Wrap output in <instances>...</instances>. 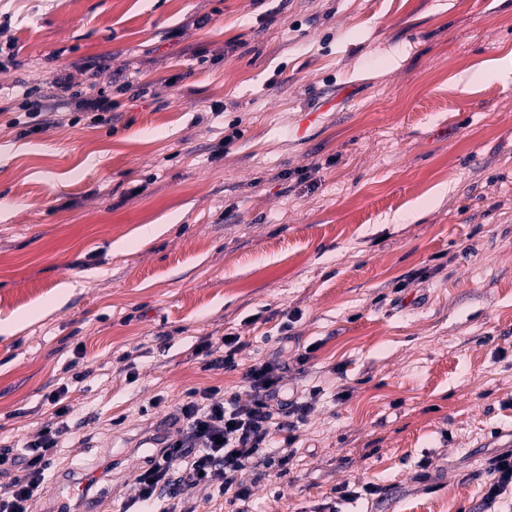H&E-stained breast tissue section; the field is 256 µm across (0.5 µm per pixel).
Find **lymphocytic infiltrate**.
I'll list each match as a JSON object with an SVG mask.
<instances>
[{"label": "lymphocytic infiltrate", "instance_id": "f902f5d3", "mask_svg": "<svg viewBox=\"0 0 512 512\" xmlns=\"http://www.w3.org/2000/svg\"><path fill=\"white\" fill-rule=\"evenodd\" d=\"M251 400L240 405L217 400V388L187 393L181 407V437L163 449L160 459L135 478L137 512H182L193 489L205 487L217 495L232 494L249 503L252 489L237 475L259 464L285 467L295 455L296 433L313 408L312 402H285L274 415L270 401L280 394L281 378L269 362L251 366L246 374ZM68 384L47 393L51 413L37 437L0 452V464L9 463L12 474L0 483V512H33L51 478V464L69 429L71 409ZM486 506L498 503L512 488V451L493 454L486 460Z\"/></svg>", "mask_w": 512, "mask_h": 512}]
</instances>
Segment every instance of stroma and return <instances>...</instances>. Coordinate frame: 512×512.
Instances as JSON below:
<instances>
[{"instance_id":"obj_1","label":"stroma","mask_w":512,"mask_h":512,"mask_svg":"<svg viewBox=\"0 0 512 512\" xmlns=\"http://www.w3.org/2000/svg\"><path fill=\"white\" fill-rule=\"evenodd\" d=\"M496 67L512 0H0V320L71 286L0 335V446L33 440L69 382L52 467L112 466L104 512H125L153 455L133 441L193 389L248 403L268 361L320 394L290 474H242L250 512H483L492 434L512 430ZM63 80L110 98V122L74 121ZM146 224L164 231L113 252ZM228 334L235 368L192 358ZM368 481L393 498L338 501ZM69 288H71L70 284H64L56 298L47 301L33 312L20 317L1 320L0 334L4 336H13L28 327L34 321L49 315L56 308L58 302L64 298Z\"/></svg>"}]
</instances>
